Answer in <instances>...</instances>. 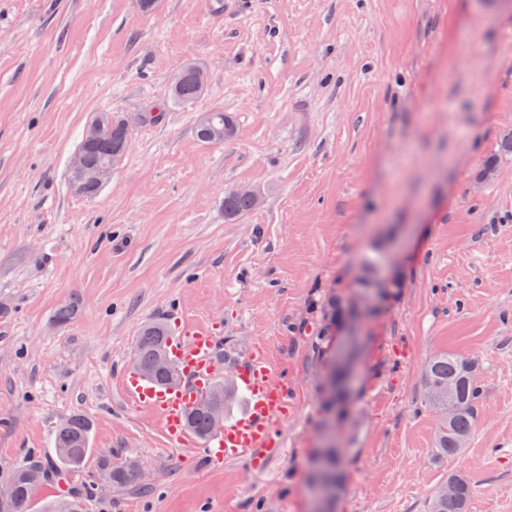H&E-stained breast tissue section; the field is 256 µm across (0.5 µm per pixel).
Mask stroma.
Returning <instances> with one entry per match:
<instances>
[{
    "label": "stroma",
    "instance_id": "obj_1",
    "mask_svg": "<svg viewBox=\"0 0 512 512\" xmlns=\"http://www.w3.org/2000/svg\"><path fill=\"white\" fill-rule=\"evenodd\" d=\"M192 106L135 125L97 196L70 162L98 112L166 100L187 61ZM235 135L198 140L199 115ZM512 0H0V483L81 415L92 451L147 467L146 491L86 495L84 512H313L327 418L329 303L395 283L360 325L333 512H425L449 472L469 512H512ZM257 209L224 218V194ZM74 317L58 323L59 306ZM217 326L262 346L288 388L266 471L210 469L128 405L142 327ZM468 357L483 389L451 459L423 370ZM202 116L205 117V120L201 119ZM216 130L224 132L223 138L219 140L216 138L213 139L212 133ZM234 133L235 121L233 116L221 110L202 113L196 126V135L198 139L205 143L223 142L224 139L231 138Z\"/></svg>",
    "mask_w": 512,
    "mask_h": 512
}]
</instances>
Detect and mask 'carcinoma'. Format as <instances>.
I'll list each match as a JSON object with an SVG mask.
<instances>
[{"instance_id": "1", "label": "carcinoma", "mask_w": 512, "mask_h": 512, "mask_svg": "<svg viewBox=\"0 0 512 512\" xmlns=\"http://www.w3.org/2000/svg\"><path fill=\"white\" fill-rule=\"evenodd\" d=\"M202 91L192 78L180 72L172 87V101L189 106L200 98ZM224 132L228 139L235 133L232 115L214 110L202 113L198 120L196 135L205 143H213L212 133ZM132 129L121 123V118L107 114L104 130L100 138L89 149V155L99 161L112 162L114 152L124 155L129 148ZM254 210L249 196L238 190L224 193V216L236 219ZM169 330L156 321L142 328L136 341L137 361L147 371H152L155 353L167 345ZM425 404L439 416V427L434 453L439 458H450L462 450V445L472 433L480 406L482 388L477 381L476 368L472 360L453 353H440L433 356L424 369ZM186 425L189 432L200 439L211 436L210 421L205 407L188 411ZM90 422L78 415L69 418L55 431L53 464L31 459L15 468L9 475L14 485L13 500L1 505L0 512H30L36 499L37 489L56 474H70L77 471L90 452ZM341 449L337 445L321 449L317 483L321 492H326L329 484L338 485L337 473L341 464ZM101 471L105 478L121 488L138 490L142 488L134 462L112 463L108 458L101 461ZM472 489L467 477L460 473L448 474L428 501V512H467ZM83 509V493L79 490L67 497L46 502L41 512H80Z\"/></svg>"}]
</instances>
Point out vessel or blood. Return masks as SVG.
I'll return each mask as SVG.
<instances>
[{
    "label": "vessel or blood",
    "mask_w": 512,
    "mask_h": 512,
    "mask_svg": "<svg viewBox=\"0 0 512 512\" xmlns=\"http://www.w3.org/2000/svg\"><path fill=\"white\" fill-rule=\"evenodd\" d=\"M223 338L209 327H190L170 337L169 351L183 373L181 384L168 387L129 375L124 379L126 398L153 414L172 445L185 443V413L219 372L216 355ZM245 391V409L225 421L223 432L202 453L205 463L218 468L227 461L248 460L264 470L275 452L274 433L287 415L288 390L272 380V367L263 347H254L239 365Z\"/></svg>",
    "instance_id": "vessel-or-blood-1"
}]
</instances>
